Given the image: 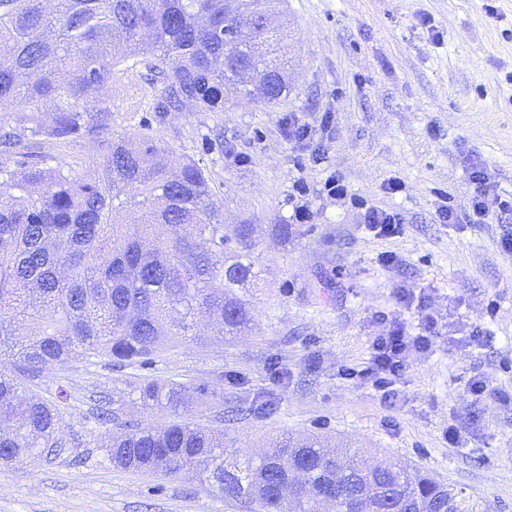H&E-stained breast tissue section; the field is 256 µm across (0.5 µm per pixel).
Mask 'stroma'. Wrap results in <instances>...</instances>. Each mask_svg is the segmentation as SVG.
<instances>
[{
  "label": "stroma",
  "instance_id": "1",
  "mask_svg": "<svg viewBox=\"0 0 512 512\" xmlns=\"http://www.w3.org/2000/svg\"><path fill=\"white\" fill-rule=\"evenodd\" d=\"M492 5L489 13L483 0H286L278 20L290 34L287 98L171 114L164 145L207 170L226 224L254 227L253 329L232 342L178 338L145 368L76 359L27 380L49 402L58 387L69 390L65 446L0 466V512H248L195 476L126 471L99 448L101 395L146 378L223 394L192 419L241 453L286 432L326 434L464 488L486 512H512V253L501 247L512 214L474 227L440 217L467 210L475 165L512 196V0ZM131 82L148 103L162 84L144 65L117 67L103 97L115 129L133 133L141 115L123 108ZM292 112L312 129L307 143L285 132ZM37 149L82 175L104 155L88 140L41 138ZM332 175L348 198L326 193ZM394 178L404 185L395 194ZM370 206L399 213L402 234L367 233ZM299 208L306 223L294 221ZM383 251L394 265L378 262ZM424 316L435 324L433 346L411 354L398 399H385L360 374L372 340L394 319L413 328ZM474 375L491 397L474 400ZM238 402L259 410L225 420L224 406ZM452 423L462 428L454 446L445 438Z\"/></svg>",
  "mask_w": 512,
  "mask_h": 512
}]
</instances>
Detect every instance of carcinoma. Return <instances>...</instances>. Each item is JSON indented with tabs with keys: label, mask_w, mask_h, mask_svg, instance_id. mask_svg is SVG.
Here are the masks:
<instances>
[{
	"label": "carcinoma",
	"mask_w": 512,
	"mask_h": 512,
	"mask_svg": "<svg viewBox=\"0 0 512 512\" xmlns=\"http://www.w3.org/2000/svg\"><path fill=\"white\" fill-rule=\"evenodd\" d=\"M282 0H242L241 28L228 0H0V464L52 448L59 406L23 395L34 378L71 359L146 366L199 321L231 339L252 322L243 291L257 284L252 225L226 234L209 176L161 145L169 115L191 105L224 111L230 93L272 107L288 93V29L271 25ZM163 84L132 136L98 99L115 69L136 57ZM264 73L263 85L244 80ZM105 145L97 177L47 165L28 140ZM213 395L206 385L147 379L112 392L165 408L172 421L141 427L100 413L116 467L177 477L188 470L253 512H483L463 491L384 456L372 466L324 435L281 437L260 457L185 418Z\"/></svg>",
	"instance_id": "carcinoma-1"
}]
</instances>
